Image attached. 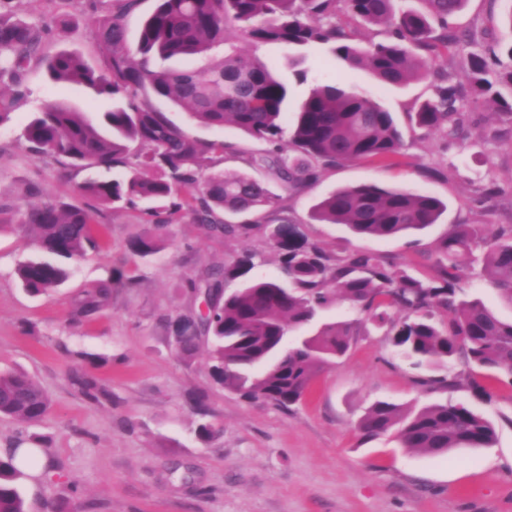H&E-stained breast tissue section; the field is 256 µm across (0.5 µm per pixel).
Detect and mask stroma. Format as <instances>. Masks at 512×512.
<instances>
[{
    "label": "stroma",
    "mask_w": 512,
    "mask_h": 512,
    "mask_svg": "<svg viewBox=\"0 0 512 512\" xmlns=\"http://www.w3.org/2000/svg\"><path fill=\"white\" fill-rule=\"evenodd\" d=\"M506 0H467L452 20L456 29L492 32L503 66L512 31L502 25ZM241 56L274 64L290 85V109L307 97L311 79L355 87L393 114L404 130L405 148L391 162L360 161L325 169L319 180L288 190L269 173L253 171L280 197L278 219L298 226L310 240L341 254L369 250L422 279L437 273L436 249L458 224L512 225V138H495L503 120L493 104L472 108L466 139L447 145L441 133L410 129L408 112L430 98V81L400 88L379 86L371 73L328 57L318 47L300 51L238 40ZM299 54L309 79L295 80L288 58ZM30 94L0 125V370L18 368L40 384L51 409L39 423L22 426L0 418V455L9 447L45 440L58 468L24 471L19 477L28 512H512V383L485 379L463 359L451 365L452 389L420 385L418 372L399 357L384 329L349 304L325 309L320 323L355 321L359 332L347 353L322 372L305 399L285 411L248 402L213 385L205 354L187 360L172 346L169 323L195 307L183 286L203 268L220 266L242 251L255 255L253 276L276 278L278 261L262 234L210 239L188 217L174 216L160 252L141 258L128 244L149 226L139 210L117 209L106 224L104 245L72 260L62 286L38 296L20 286L16 269L39 252L31 237L9 228L15 211L31 200L63 196L81 203L74 182L61 177L49 158L30 155L20 141L32 112L63 98L94 114L109 99L85 87H56L33 74ZM161 110L192 135L231 144L224 169L251 171L249 159L266 149L232 126H202L170 101ZM373 183L438 197L447 205L437 224L391 239L358 237L337 224L311 219L310 210L335 189ZM495 184L494 203L480 202L483 185ZM112 282V306L102 317L71 324V298L83 288ZM97 356L93 373L112 390L111 404L97 405L73 388L71 354ZM484 380L489 398L473 380ZM205 393L197 410L190 392ZM386 400L407 409L449 401L483 414L496 427L487 448H458L432 456L401 448L395 434L367 439L357 429L365 409ZM216 429L199 440V422Z\"/></svg>",
    "instance_id": "35a3bbf8"
}]
</instances>
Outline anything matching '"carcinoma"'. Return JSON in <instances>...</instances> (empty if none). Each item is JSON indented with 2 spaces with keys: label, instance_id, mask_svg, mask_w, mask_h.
I'll return each instance as SVG.
<instances>
[{
  "label": "carcinoma",
  "instance_id": "carcinoma-1",
  "mask_svg": "<svg viewBox=\"0 0 512 512\" xmlns=\"http://www.w3.org/2000/svg\"><path fill=\"white\" fill-rule=\"evenodd\" d=\"M0 0V123L28 93L37 68L55 84L77 83L112 108L92 117L63 99L34 113L22 133L26 150L54 160L65 176L83 170H123L120 179H88L76 185L83 206L48 200L20 213L16 228L33 232L34 244L57 259L82 256L98 246L104 213L150 201L147 221L153 233L130 242L141 258L159 250L170 217L182 213L213 239L246 237L260 225L230 223L222 214L275 212L278 197L247 173L220 168L231 145L193 136L155 108L165 98L210 128L231 125L269 145L250 166L269 170L288 189L317 179L321 167L345 162L390 161L405 143L392 113L368 96L337 84H317L293 120L285 119L288 83L264 62L246 63L237 54L241 36L256 44L291 48L324 45L348 66L369 70L383 85L402 87L433 78V97L410 114L425 131L448 129V143L464 137L461 108L492 102L512 123V98L495 86L512 88V69L498 70L476 52L485 31H460L448 19L467 0H420L423 8H402L397 0H155L142 22L136 47L126 39L125 19L140 0H63L93 15L98 63L76 51H47L48 43L71 29V14L52 23L25 18ZM387 29L381 42L362 46L360 26ZM176 57L197 63L171 68ZM460 59L465 83L452 81L440 63ZM446 210L438 198L373 183L341 187L312 207V218L339 224L352 233L388 239L436 223ZM283 280L252 278L232 293L226 284L254 268L255 254L244 251L220 267L187 281L191 294H206L208 315L180 317L170 324L178 353L192 358L208 350L213 383L249 400L281 409L300 403L313 378L345 355L353 327L340 321L313 336L286 337L303 330L318 312L344 301L381 326H389L398 355L415 368L440 369L456 357L486 372L512 379V319L500 318L481 299H466L460 282L474 265L497 299L512 307V225L459 224L440 243L437 274L421 280L369 251L333 255L292 224L267 237ZM70 275L63 265L31 260L18 268L23 288L37 295ZM112 306V283L86 288L73 299L71 321L81 324ZM70 379L85 399L112 400V391L76 365ZM47 393L23 371H0V416L21 425L44 419ZM358 428L367 438L389 431L402 447L430 455L456 448H483L495 439L493 423L463 403H434L416 412L377 401ZM15 453L0 456V512H26L17 478Z\"/></svg>",
  "mask_w": 512,
  "mask_h": 512
}]
</instances>
